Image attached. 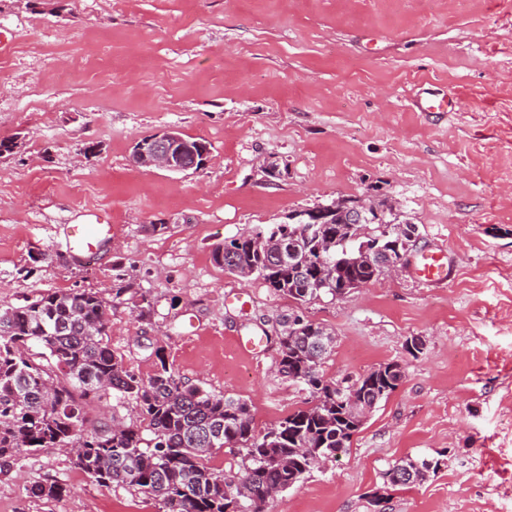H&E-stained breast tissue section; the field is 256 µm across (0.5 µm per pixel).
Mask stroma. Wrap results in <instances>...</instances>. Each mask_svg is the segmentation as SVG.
<instances>
[{"instance_id": "obj_1", "label": "stroma", "mask_w": 512, "mask_h": 512, "mask_svg": "<svg viewBox=\"0 0 512 512\" xmlns=\"http://www.w3.org/2000/svg\"><path fill=\"white\" fill-rule=\"evenodd\" d=\"M0 33V139L18 141L0 157V305L97 291L129 369L151 375L163 343L182 380L246 400L259 431L310 400L277 371L279 321L327 325L326 378L388 362L405 378L266 512H512V0H0ZM426 90L452 108L418 111ZM168 128L207 142L199 171L134 165V143ZM366 196L418 225L411 254L447 253L444 284L408 268L300 304L212 260L245 230ZM95 212L112 237L86 261L67 232ZM239 336L266 342L248 355ZM405 456L444 464L383 490ZM43 479L62 497L31 496ZM0 512L157 510L47 448L0 463Z\"/></svg>"}]
</instances>
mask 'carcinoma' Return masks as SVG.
Returning <instances> with one entry per match:
<instances>
[{
    "mask_svg": "<svg viewBox=\"0 0 512 512\" xmlns=\"http://www.w3.org/2000/svg\"><path fill=\"white\" fill-rule=\"evenodd\" d=\"M178 148L198 165L209 153L205 141L185 135ZM356 206L355 199H338L317 224L310 223V210L295 211L284 224L216 245L213 261L301 304L339 299L346 285L377 282L380 264L399 258L419 236L417 225L398 219L385 203L355 224ZM109 308L92 290L54 291L0 306V461L69 446L76 468L104 486L132 489L159 512H257L266 492L296 486L350 446L362 422L349 407V388L374 409L405 378L400 364L386 363L345 378L341 388L324 373L336 347L332 330L300 315L286 318L277 336V371L303 386L313 405L261 433L246 401L183 383L162 346L154 350L153 374L132 373L108 343ZM108 393L145 426L90 419L86 406ZM225 448L243 451L238 471L208 465ZM441 467L439 458L401 457L382 473L383 484L420 485ZM29 492L56 499L64 488L42 481Z\"/></svg>",
    "mask_w": 512,
    "mask_h": 512,
    "instance_id": "carcinoma-1",
    "label": "carcinoma"
}]
</instances>
